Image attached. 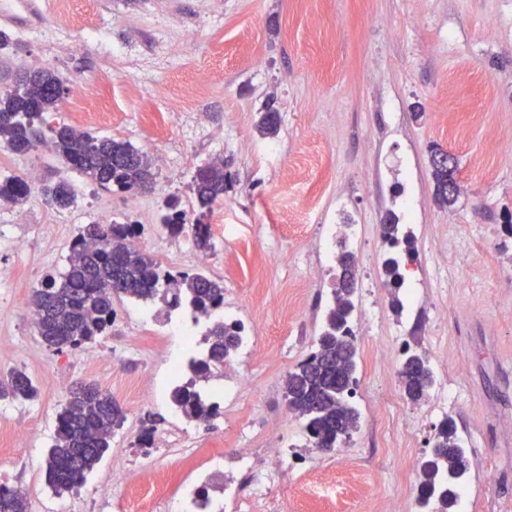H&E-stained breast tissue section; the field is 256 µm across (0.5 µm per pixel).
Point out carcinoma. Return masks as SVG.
Returning a JSON list of instances; mask_svg holds the SVG:
<instances>
[{"label": "carcinoma", "mask_w": 512, "mask_h": 512, "mask_svg": "<svg viewBox=\"0 0 512 512\" xmlns=\"http://www.w3.org/2000/svg\"><path fill=\"white\" fill-rule=\"evenodd\" d=\"M63 88L60 76L49 68L28 71L17 87L0 98V146L24 155L42 145L64 164L84 174L100 188L110 191L147 190L153 184L152 160L128 142L99 137L68 124L51 126L46 114L57 109L56 91ZM280 116L269 105L260 122L261 132L274 135ZM439 203L451 201L448 172L433 166ZM228 175L224 161L199 167L194 175V192L203 212L186 224V212L178 202H166L162 224L178 235L191 227L195 245L210 248V225L201 217L224 197ZM31 194L27 177L13 175L0 180V200L13 205L26 203ZM56 208L66 210L74 203L70 183L61 179L42 189ZM382 236L392 250L381 263L382 274L391 288L402 287V256L416 257L410 232L392 216L381 225ZM140 235L136 224H87L70 245L68 266L58 277L50 275L34 289L38 336L50 348H76L106 335L112 327V296L122 294L138 301L160 300L167 310L189 311L194 320L207 319L201 341L206 356L189 362L192 376L170 391L172 405L186 418L207 422L219 414V406L205 398L197 382L219 376V365L242 344L244 327L217 316L224 307V285L206 274L178 273L161 268L150 256L131 246L129 239ZM356 256L340 251L336 259L333 306L325 315V326L315 338L311 354L285 380L288 410L303 421L311 445L326 443L340 447V439L351 436L359 425V412L349 401L357 350L352 341L355 304ZM404 395L413 403L424 400L434 384V372L424 354L411 353L399 371ZM37 388L22 370L10 371L0 380V399L32 400ZM126 414L112 395L92 384L73 390L58 412L53 444L45 459L47 484L58 494L82 483L110 448L112 435L123 426ZM471 459L454 424L443 421L433 440V450L423 461V480L417 505L425 512L435 502L440 512H455L459 485L469 472ZM0 512H28L27 497L0 486Z\"/></svg>", "instance_id": "carcinoma-1"}]
</instances>
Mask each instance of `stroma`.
<instances>
[{
	"label": "stroma",
	"mask_w": 512,
	"mask_h": 512,
	"mask_svg": "<svg viewBox=\"0 0 512 512\" xmlns=\"http://www.w3.org/2000/svg\"><path fill=\"white\" fill-rule=\"evenodd\" d=\"M74 15L104 22L108 47L68 49L71 30L55 26L52 0H14L0 9L11 38L0 51V96L44 61L63 81L50 124L71 123L80 81L102 94L97 136L130 142L150 157L153 190L101 189L46 148L0 149V176L36 168L40 181L66 179L75 203L58 210L43 197L0 202V373L25 370L39 389L30 402L0 399V435L30 427L6 486H24L29 512H138L99 486L124 469L140 494L147 468L181 471L169 434L189 427L198 443L224 452L226 474L240 453L256 469L282 462L257 512H418L419 477L444 420L455 423L472 465L461 485L465 512H512V0H70ZM194 30L196 43L182 41ZM280 113L276 136L259 131L267 103ZM456 160L453 204L435 196L431 155ZM224 163L231 181L207 217L208 262L197 266L191 232L161 224L167 199L199 211L196 169ZM413 231L409 268L414 303L391 305L379 267L388 215ZM137 224L145 253L172 272H202L224 285V312L243 322L253 353L236 364L249 385L207 423L179 417L162 390L171 379L172 332L181 316L146 315L145 303L114 296L112 330L77 349L48 348L27 320L33 288L68 265L73 238L87 224ZM329 224L358 227V263L374 267L357 282L355 302L371 303L374 325L357 343L352 403L360 429L330 454H284L266 428L305 436L289 417L288 372L311 352L332 300L338 243ZM23 250H15V240ZM169 335L167 348L149 332ZM425 353L447 409L434 395L412 404L396 374L405 349ZM104 351L109 366L87 359ZM94 382L126 412L108 452L72 491L55 494L43 461L70 387ZM418 409L414 435L402 417Z\"/></svg>",
	"instance_id": "1"
}]
</instances>
